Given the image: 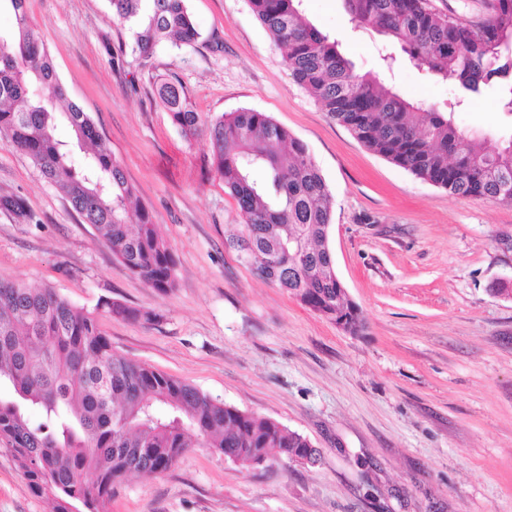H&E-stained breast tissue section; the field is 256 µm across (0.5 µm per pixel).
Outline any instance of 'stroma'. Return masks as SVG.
<instances>
[{"instance_id": "35a3bbf8", "label": "stroma", "mask_w": 512, "mask_h": 512, "mask_svg": "<svg viewBox=\"0 0 512 512\" xmlns=\"http://www.w3.org/2000/svg\"><path fill=\"white\" fill-rule=\"evenodd\" d=\"M199 38L147 64L108 0H26L68 101L121 163L176 262V285L149 288L81 223L62 194L0 136V196L34 215L0 212V278L55 288L95 310L109 297L151 311V324L103 317L113 350L240 410L307 437L311 467L270 450L243 470L198 448L160 476L119 483L110 512H512V205L449 195L367 149L300 88L247 0H187ZM303 16L357 72L403 97L453 109L462 128L512 135L497 89L460 100L371 30L342 0H302ZM126 49L122 67L109 50ZM176 75L202 123L265 113L303 142L333 197L336 272L364 317L342 332L224 244L243 222L211 165L157 103ZM0 512H51L30 494L0 442ZM0 209L14 215L16 221L22 224H31L33 216L27 209L23 198L17 195L0 197Z\"/></svg>"}]
</instances>
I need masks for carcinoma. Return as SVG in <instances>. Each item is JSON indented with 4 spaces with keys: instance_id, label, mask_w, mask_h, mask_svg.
Here are the masks:
<instances>
[{
    "instance_id": "cac0c4a2",
    "label": "carcinoma",
    "mask_w": 512,
    "mask_h": 512,
    "mask_svg": "<svg viewBox=\"0 0 512 512\" xmlns=\"http://www.w3.org/2000/svg\"><path fill=\"white\" fill-rule=\"evenodd\" d=\"M26 0H0L17 29L0 31V136L30 159L108 247L150 288L175 286V259L151 213L130 216L134 188L92 119L64 104L52 58L28 25ZM112 20L135 27L132 54L147 63L165 43L199 38L185 0H108ZM301 0H248L294 81L371 151L463 198L512 204V137L492 152L487 132L458 126L450 112L410 101L357 73L338 44L300 15ZM351 22L386 37L435 79L459 84L464 101L500 86L512 116V0H492L480 26L434 10L430 0H344ZM155 92L187 139L200 121L174 75ZM77 148L56 135L58 118ZM205 136L215 173L236 200L243 230L225 238L252 273L285 289L343 332L363 328L347 298L329 246L332 195L307 147L263 112L240 110L210 121ZM0 209L29 224L23 198ZM101 308L128 321L153 317L112 300ZM0 440L30 493L53 512H109L114 485L131 473L160 474L196 448H210L241 468L279 449L287 458L320 453L296 431L220 402L195 386L112 351L100 316L50 287L0 279Z\"/></svg>"
}]
</instances>
